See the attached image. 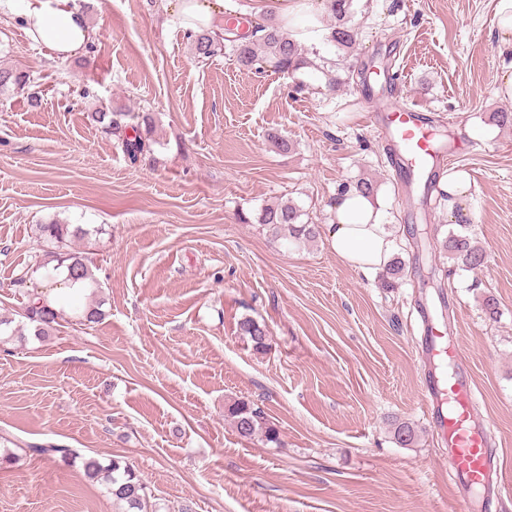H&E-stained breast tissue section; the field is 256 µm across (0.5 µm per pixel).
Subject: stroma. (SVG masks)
Here are the masks:
<instances>
[{
    "instance_id": "obj_1",
    "label": "stroma",
    "mask_w": 512,
    "mask_h": 512,
    "mask_svg": "<svg viewBox=\"0 0 512 512\" xmlns=\"http://www.w3.org/2000/svg\"><path fill=\"white\" fill-rule=\"evenodd\" d=\"M84 2L90 40L70 59L32 42L18 4L0 5V65L29 72L41 97L0 92V317L20 309L13 281L48 250L37 227L55 219L90 229L76 247L105 313L0 345V435L133 464L153 512H485L458 500L423 401L425 298L470 359L504 477L496 512H512V126L492 119L512 112L495 82L512 47L495 0H353L360 61L390 63L403 101L456 146L446 167L471 186L452 206L406 204L361 87L329 93L305 68L297 92L228 49L199 63L173 0ZM101 104L154 115L139 162L92 121ZM362 178L377 182L405 262L391 288L327 242L337 190ZM288 198L319 226L315 241L260 223ZM426 223L478 241L487 264L427 287L447 260L417 256ZM247 318L265 325L264 350L241 335ZM240 401L264 411L280 445L237 433L228 408ZM400 422L413 445L396 442ZM0 512L124 508L80 464L24 455L0 466Z\"/></svg>"
}]
</instances>
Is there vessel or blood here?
<instances>
[{"mask_svg":"<svg viewBox=\"0 0 512 512\" xmlns=\"http://www.w3.org/2000/svg\"><path fill=\"white\" fill-rule=\"evenodd\" d=\"M384 97L385 106L373 112L372 120L392 150L389 163L405 191L410 181L422 178L454 153L446 142L435 138L422 109L397 101L390 89ZM419 316L424 325L420 356L429 368L423 397L439 445L446 450L456 495L464 501L481 487L498 496L499 471L487 425L475 413L470 361L456 337L435 322L427 305H420ZM439 363L448 365V375L436 373Z\"/></svg>","mask_w":512,"mask_h":512,"instance_id":"1","label":"vessel or blood"}]
</instances>
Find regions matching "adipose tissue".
<instances>
[{
  "mask_svg": "<svg viewBox=\"0 0 512 512\" xmlns=\"http://www.w3.org/2000/svg\"><path fill=\"white\" fill-rule=\"evenodd\" d=\"M177 13L184 29L194 32L214 28L224 16L222 0H178ZM23 21L32 40L58 58L76 55L89 39L74 0H26ZM330 211L328 242L344 264L369 273L389 263L394 235L370 199L346 190L337 193Z\"/></svg>",
  "mask_w": 512,
  "mask_h": 512,
  "instance_id": "ef3b65f1",
  "label": "adipose tissue"
}]
</instances>
